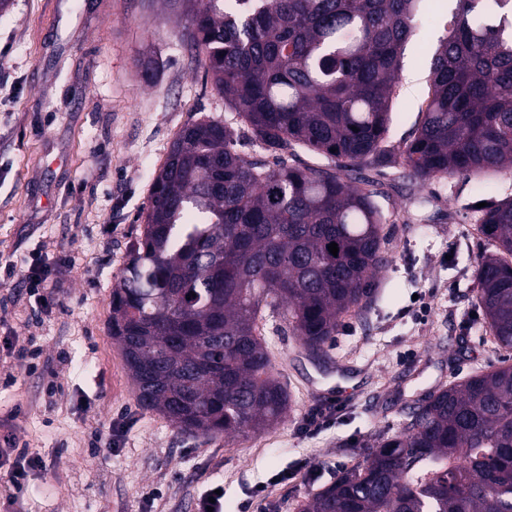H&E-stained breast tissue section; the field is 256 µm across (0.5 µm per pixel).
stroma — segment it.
I'll return each instance as SVG.
<instances>
[{
  "mask_svg": "<svg viewBox=\"0 0 512 512\" xmlns=\"http://www.w3.org/2000/svg\"><path fill=\"white\" fill-rule=\"evenodd\" d=\"M191 0H9L0 11V423L41 460L17 493L0 468V512H297L309 494L406 431L426 394L489 369L496 348L474 271L490 245L480 203L512 198V171L409 186L398 164L365 166L390 220L389 264L367 309L314 360L279 315L260 322L291 394L279 424L231 439L178 432L143 409L109 334L112 288L139 238L153 178L188 121H232L182 41ZM407 43L391 138L411 134L445 14L432 0ZM66 255L53 288H26ZM35 347L32 367L15 353ZM337 393L316 395L320 380ZM319 412L316 432H303ZM119 426L113 447L96 439Z\"/></svg>",
  "mask_w": 512,
  "mask_h": 512,
  "instance_id": "35a3bbf8",
  "label": "stroma"
}]
</instances>
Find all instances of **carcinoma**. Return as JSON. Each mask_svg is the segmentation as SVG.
<instances>
[{"instance_id":"obj_1","label":"carcinoma","mask_w":512,"mask_h":512,"mask_svg":"<svg viewBox=\"0 0 512 512\" xmlns=\"http://www.w3.org/2000/svg\"><path fill=\"white\" fill-rule=\"evenodd\" d=\"M423 2L198 0L192 10L184 37L234 121L198 119L176 134L109 324L140 405L177 430L236 436L286 417L263 308L311 356L367 307L389 257L380 192L357 178L364 166L399 161L411 183L512 168V0H456L416 129L391 141ZM242 139L272 160L239 153ZM297 145L328 165L296 163ZM477 231L498 247L477 262V300L495 343L512 350V198L488 207ZM299 512H512V363L426 396L408 434L381 440Z\"/></svg>"}]
</instances>
